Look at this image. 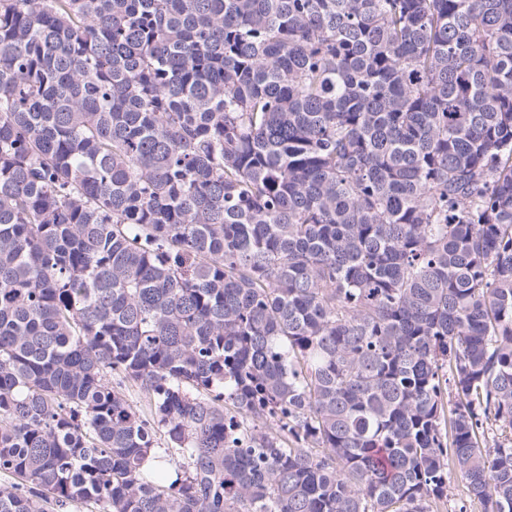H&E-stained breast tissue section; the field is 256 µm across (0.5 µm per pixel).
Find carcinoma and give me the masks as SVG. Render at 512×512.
<instances>
[{"instance_id": "cac0c4a2", "label": "carcinoma", "mask_w": 512, "mask_h": 512, "mask_svg": "<svg viewBox=\"0 0 512 512\" xmlns=\"http://www.w3.org/2000/svg\"><path fill=\"white\" fill-rule=\"evenodd\" d=\"M0 474L512 512V0H0Z\"/></svg>"}]
</instances>
